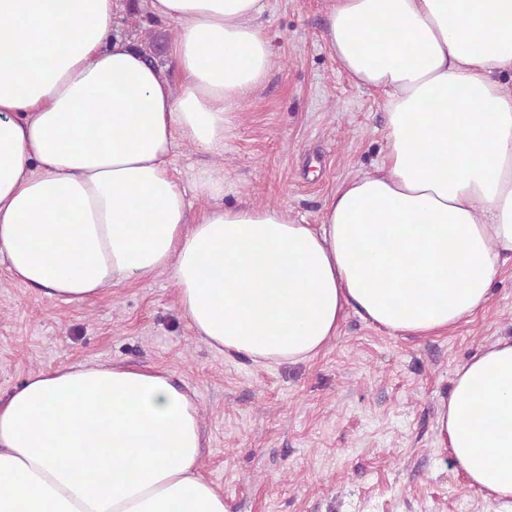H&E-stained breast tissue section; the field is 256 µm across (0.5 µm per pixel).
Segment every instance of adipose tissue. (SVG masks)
<instances>
[{"mask_svg":"<svg viewBox=\"0 0 512 512\" xmlns=\"http://www.w3.org/2000/svg\"><path fill=\"white\" fill-rule=\"evenodd\" d=\"M174 76L115 37L118 0H0V261L51 300L168 274L195 335L259 364L314 358L347 311L449 331L512 261V0H330L325 42L382 95L384 155L321 223L227 207L219 163L275 63L263 0H150ZM184 143L210 156L186 196ZM206 200L195 210L193 199ZM440 442L512 512V339L480 348L437 409ZM201 426L164 369L61 366L0 398V512H228Z\"/></svg>","mask_w":512,"mask_h":512,"instance_id":"ef3b65f1","label":"adipose tissue"}]
</instances>
